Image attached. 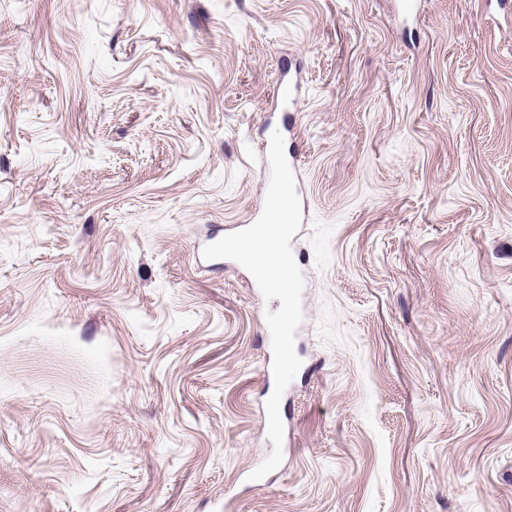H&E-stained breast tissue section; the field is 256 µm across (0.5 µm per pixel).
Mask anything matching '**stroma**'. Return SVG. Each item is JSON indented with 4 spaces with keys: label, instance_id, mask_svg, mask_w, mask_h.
Masks as SVG:
<instances>
[{
    "label": "stroma",
    "instance_id": "stroma-1",
    "mask_svg": "<svg viewBox=\"0 0 512 512\" xmlns=\"http://www.w3.org/2000/svg\"><path fill=\"white\" fill-rule=\"evenodd\" d=\"M276 131L302 365L253 481L281 303L201 244ZM0 512H512L496 0H0Z\"/></svg>",
    "mask_w": 512,
    "mask_h": 512
}]
</instances>
